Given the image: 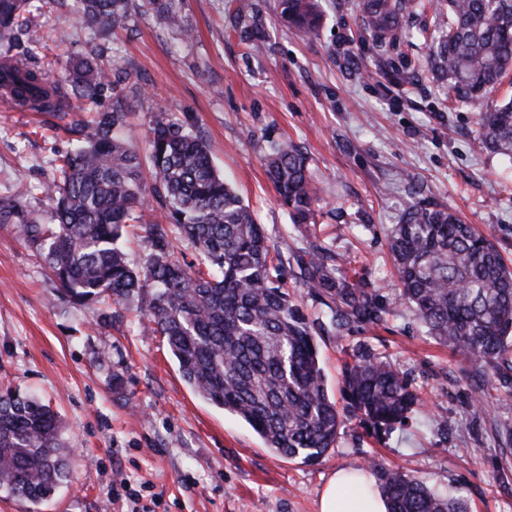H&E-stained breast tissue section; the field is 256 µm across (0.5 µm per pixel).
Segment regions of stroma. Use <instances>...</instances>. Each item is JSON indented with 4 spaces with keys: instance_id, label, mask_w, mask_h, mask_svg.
<instances>
[{
    "instance_id": "stroma-1",
    "label": "stroma",
    "mask_w": 512,
    "mask_h": 512,
    "mask_svg": "<svg viewBox=\"0 0 512 512\" xmlns=\"http://www.w3.org/2000/svg\"><path fill=\"white\" fill-rule=\"evenodd\" d=\"M357 2L320 0L312 36L280 20L278 0H183L187 41L140 14L106 37L67 9L36 16L37 30L58 37L39 59L49 78L94 48L124 76L71 120L118 103L130 114L124 134L139 149L160 116L202 136L278 246L287 287L310 318L323 314L300 286L310 236L378 288L381 325L316 338L333 398L360 352L394 365L419 395L389 432L370 435L349 415L318 461L279 456L187 386L141 312L146 293L130 296L110 321L104 307L71 304L43 255L14 225L0 224V388L49 404L73 450L67 485L40 512H318L340 468L399 470L465 499L470 512H512V455L498 436L512 420V389L489 386L484 408L475 407L470 366L398 301L387 248L406 202L428 201L490 235L512 266V159L480 147L478 114L431 79L427 44L406 38L379 50ZM255 34L264 39L259 54L249 45ZM281 142L308 158L319 196L314 229L293 226L266 177L263 160ZM72 147L63 121L0 101V196L24 194L28 209L50 222L49 202L26 189L48 180Z\"/></svg>"
}]
</instances>
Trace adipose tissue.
Returning a JSON list of instances; mask_svg holds the SVG:
<instances>
[{
  "mask_svg": "<svg viewBox=\"0 0 512 512\" xmlns=\"http://www.w3.org/2000/svg\"><path fill=\"white\" fill-rule=\"evenodd\" d=\"M319 512H388L384 497L375 488L374 478L364 472L340 469L324 487Z\"/></svg>",
  "mask_w": 512,
  "mask_h": 512,
  "instance_id": "adipose-tissue-1",
  "label": "adipose tissue"
}]
</instances>
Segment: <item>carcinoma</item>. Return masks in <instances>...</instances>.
<instances>
[{
	"label": "carcinoma",
	"mask_w": 512,
	"mask_h": 512,
	"mask_svg": "<svg viewBox=\"0 0 512 512\" xmlns=\"http://www.w3.org/2000/svg\"><path fill=\"white\" fill-rule=\"evenodd\" d=\"M79 18L106 33L142 10L183 38L190 30L181 0H73ZM419 34L429 40L434 78L455 101L481 110L480 146L512 156V99L483 111L487 95L512 71V0H446ZM35 0H0V88L21 108L53 112L60 120L83 101L114 88L112 70L94 52L75 56L61 80L51 81L27 57L11 54L27 32ZM424 8L418 0H361L362 18L376 46L397 42ZM280 19L307 34L320 14L317 0H279ZM129 113L120 105L89 125L70 123L75 149L61 156L55 175L33 186L53 204L45 224L18 197L0 198V224L43 253L62 293L74 304L120 305L152 289L148 313L166 340L184 382L201 398L245 421L266 447L289 459H318L336 445L342 424L327 391L314 322L283 287L275 247L239 193L211 163L201 137L155 120L148 149L123 137ZM152 170L146 185L144 165ZM267 175L293 224L316 223L317 192L307 157L293 145L272 148ZM159 214L146 218L145 194ZM145 228L147 266L135 269L118 246L124 228ZM200 251L207 270L181 263L171 235ZM390 250L399 299L410 304L429 335L473 369L491 377L512 370V271L493 242L451 210L407 205ZM301 287L326 307L319 328L340 336L355 325L378 324L386 309L369 288L318 239L304 251ZM352 413L376 429L402 422L416 395L389 363L360 354L343 376ZM60 417L50 405L11 389L0 392V492L37 507L69 477ZM390 512H468L461 498L441 495L399 471L378 474Z\"/></svg>",
	"instance_id": "carcinoma-1"
}]
</instances>
